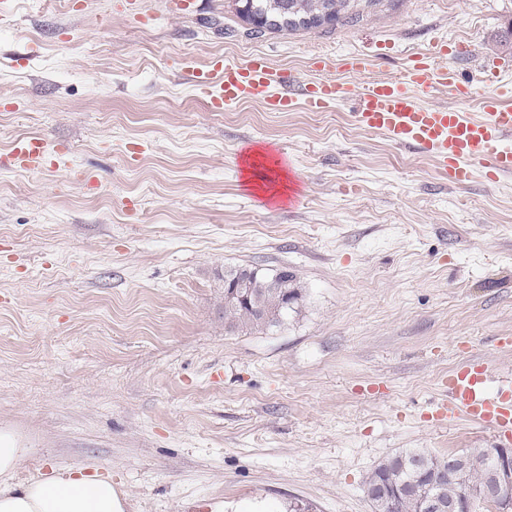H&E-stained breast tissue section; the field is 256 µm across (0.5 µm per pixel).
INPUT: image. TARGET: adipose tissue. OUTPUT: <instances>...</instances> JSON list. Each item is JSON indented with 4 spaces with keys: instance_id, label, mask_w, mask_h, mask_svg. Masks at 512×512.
I'll return each instance as SVG.
<instances>
[{
    "instance_id": "1",
    "label": "adipose tissue",
    "mask_w": 512,
    "mask_h": 512,
    "mask_svg": "<svg viewBox=\"0 0 512 512\" xmlns=\"http://www.w3.org/2000/svg\"><path fill=\"white\" fill-rule=\"evenodd\" d=\"M29 455V449L0 436V512H125L126 493L95 471L57 468L16 483Z\"/></svg>"
}]
</instances>
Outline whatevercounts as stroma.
<instances>
[{
    "mask_svg": "<svg viewBox=\"0 0 512 512\" xmlns=\"http://www.w3.org/2000/svg\"><path fill=\"white\" fill-rule=\"evenodd\" d=\"M465 44L469 76L512 60V0H396L354 25L248 36L226 0H0V432L16 475L98 469L126 512H372L396 453L506 439L431 418L449 372L512 375V176L449 187L431 157L325 111H214L183 69L261 54L299 81L321 57L369 77ZM270 148L287 202L243 182ZM288 268L299 313L224 328V271ZM45 160L44 143L36 138L17 139L7 157L1 156L2 166L29 170L40 167Z\"/></svg>",
    "mask_w": 512,
    "mask_h": 512,
    "instance_id": "stroma-1",
    "label": "stroma"
}]
</instances>
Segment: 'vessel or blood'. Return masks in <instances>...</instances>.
<instances>
[{"label": "vessel or blood", "instance_id": "vessel-or-blood-1", "mask_svg": "<svg viewBox=\"0 0 512 512\" xmlns=\"http://www.w3.org/2000/svg\"><path fill=\"white\" fill-rule=\"evenodd\" d=\"M447 47L419 55L404 79L368 80L357 87L354 122L362 128L385 135L395 146L414 148L431 156L449 183L462 185L475 171L488 178L512 174V85L494 89L473 115L456 108L423 104L422 98L437 87L462 99H469V88L448 66ZM196 85L217 88L214 106H231L245 101L262 103L273 112H285L296 103L310 111L327 108L342 99L344 84L325 78L309 81L297 93L276 94L280 85L293 84L292 75L273 68L264 56L238 63L221 57L203 68L189 67ZM45 160L44 143L36 138L17 139L6 159L9 167L29 170ZM488 368L473 361L448 377L445 397L434 407V419L452 423L464 418L493 432L512 435V386L491 393L486 389Z\"/></svg>", "mask_w": 512, "mask_h": 512}]
</instances>
